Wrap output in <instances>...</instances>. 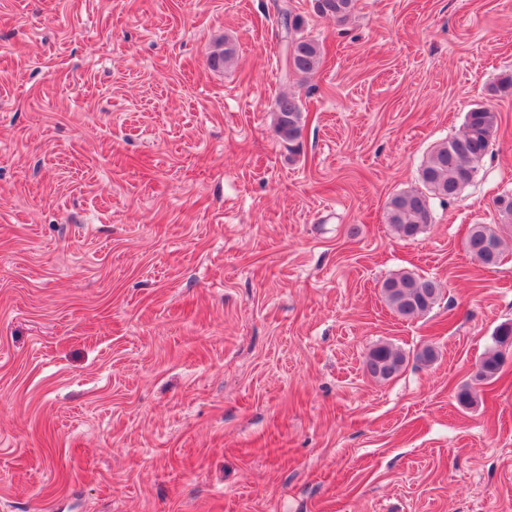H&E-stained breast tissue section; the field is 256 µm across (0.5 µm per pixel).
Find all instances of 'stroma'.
Segmentation results:
<instances>
[{
  "label": "stroma",
  "mask_w": 512,
  "mask_h": 512,
  "mask_svg": "<svg viewBox=\"0 0 512 512\" xmlns=\"http://www.w3.org/2000/svg\"><path fill=\"white\" fill-rule=\"evenodd\" d=\"M510 76L512 0H0V512H512V349L456 399L512 323ZM479 105L488 154L399 239L388 199ZM401 272L426 316L386 305ZM355 2V0H314L313 8L322 17L344 22L353 12ZM297 27L296 24H288V30H286L285 68L289 75L307 77L319 69L323 50L320 44L312 39L293 36L291 30H296ZM275 132L288 142H293L301 134L302 103L291 94L278 96L274 103ZM465 248L471 258L484 268L496 267L503 255V241L498 231L487 224L472 226ZM388 307L401 318H421L433 308L441 289L428 278L402 272L386 280L381 286ZM512 347V324H501L494 337V346L488 349L480 363L477 375H480L484 381L495 379L501 369L503 362V349ZM405 365L404 354L391 344L372 347L365 358V369L376 379L387 380L397 375Z\"/></svg>",
  "instance_id": "35a3bbf8"
}]
</instances>
